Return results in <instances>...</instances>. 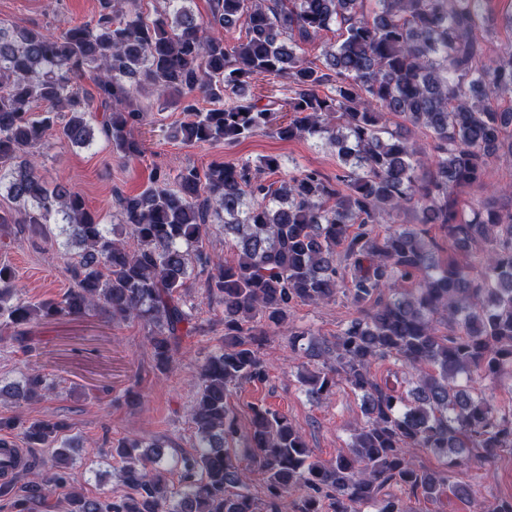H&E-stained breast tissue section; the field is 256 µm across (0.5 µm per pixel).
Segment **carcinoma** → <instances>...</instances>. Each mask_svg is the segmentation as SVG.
<instances>
[{
  "label": "carcinoma",
  "mask_w": 512,
  "mask_h": 512,
  "mask_svg": "<svg viewBox=\"0 0 512 512\" xmlns=\"http://www.w3.org/2000/svg\"><path fill=\"white\" fill-rule=\"evenodd\" d=\"M163 2L151 19L141 0H100L97 19L61 32L0 20V191L15 203L0 224L38 232L59 222L81 249L75 286L59 301L22 300L15 269L0 265V323L12 340L24 343L23 327L36 320L103 310L149 327L164 373L193 329L187 282L200 279L224 311V346L201 366L189 410L193 451L175 458L165 438H126L112 449L125 493L72 490L67 512H406L408 492L431 501L450 487L469 494L448 472L418 466L411 450L453 469L512 451V410L471 385L476 376L492 386L512 368V208L465 207L455 193L481 182L490 159H512V111L485 104L512 91V56L486 62L485 0H371L368 13L366 0H210L206 19L187 0ZM240 20L245 39L229 48L217 31ZM333 26L338 40L322 65L306 60L303 46ZM269 77L283 80V96L260 90ZM143 93L189 116L174 140L316 138L334 149L341 173L332 183L299 169L268 183L264 174L280 167L273 156L174 176L155 168L140 193L118 196L108 231L78 190L41 171L39 157L50 132L89 145L95 121L113 153L137 158ZM202 100L211 107L199 108ZM393 118L428 130L429 150L388 128ZM407 209L418 213L412 227L395 223ZM213 229L232 237L235 262L206 251ZM444 240L457 256L439 257ZM341 294L356 316L332 340L301 342L290 329L296 307ZM280 333L322 365L299 374L309 397L320 401L341 382L361 395L365 422L328 462L270 408H253L241 437L227 405L233 387L265 378V336ZM386 359L412 366L409 388L371 372ZM53 389L34 372L0 385V398L21 407ZM15 428L31 447L53 449L54 471L35 476L24 498L44 502L67 481L74 439L62 438L61 421L18 414L0 420V448ZM241 440L265 475L261 498L249 490Z\"/></svg>",
  "instance_id": "carcinoma-1"
}]
</instances>
